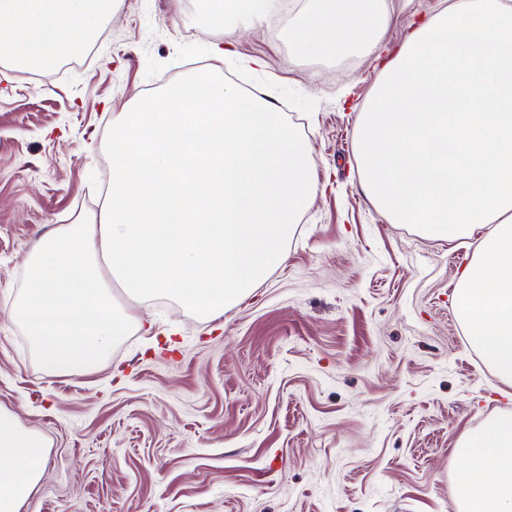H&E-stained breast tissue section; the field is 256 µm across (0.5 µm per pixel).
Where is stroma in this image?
I'll return each mask as SVG.
<instances>
[{"instance_id":"stroma-1","label":"stroma","mask_w":512,"mask_h":512,"mask_svg":"<svg viewBox=\"0 0 512 512\" xmlns=\"http://www.w3.org/2000/svg\"><path fill=\"white\" fill-rule=\"evenodd\" d=\"M445 5L384 0L390 55ZM115 8L92 55L40 83L0 63V303L48 229L94 216L113 117L194 70L298 125L317 190L284 261L223 318L137 305L152 332L133 329L93 374L45 377L23 331L0 323V408L50 443L21 512H460L456 445L512 411V385L455 314L480 235L425 238L360 186L357 118L381 66L296 56L298 0L229 33L199 24L194 0Z\"/></svg>"}]
</instances>
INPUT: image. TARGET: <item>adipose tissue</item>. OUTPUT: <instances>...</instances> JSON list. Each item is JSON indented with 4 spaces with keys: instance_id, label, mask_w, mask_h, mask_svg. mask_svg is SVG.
I'll return each instance as SVG.
<instances>
[{
    "instance_id": "obj_1",
    "label": "adipose tissue",
    "mask_w": 512,
    "mask_h": 512,
    "mask_svg": "<svg viewBox=\"0 0 512 512\" xmlns=\"http://www.w3.org/2000/svg\"><path fill=\"white\" fill-rule=\"evenodd\" d=\"M279 0H197L210 27L261 22ZM114 13L113 0H0V61L39 71L81 52ZM386 30L383 0H304L288 30L294 53L341 59L369 52ZM48 442L0 409V512H20L37 487ZM454 493L462 512H512V412L462 438Z\"/></svg>"
}]
</instances>
